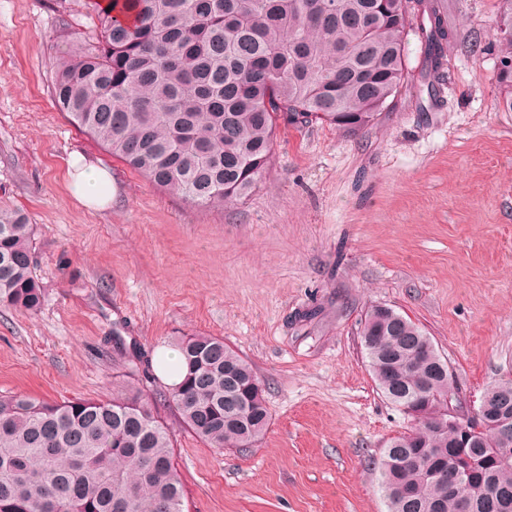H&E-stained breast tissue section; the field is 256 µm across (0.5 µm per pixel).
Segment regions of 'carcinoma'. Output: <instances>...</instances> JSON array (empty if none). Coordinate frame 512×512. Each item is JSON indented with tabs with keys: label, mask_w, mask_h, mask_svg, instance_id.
<instances>
[{
	"label": "carcinoma",
	"mask_w": 512,
	"mask_h": 512,
	"mask_svg": "<svg viewBox=\"0 0 512 512\" xmlns=\"http://www.w3.org/2000/svg\"><path fill=\"white\" fill-rule=\"evenodd\" d=\"M493 48L512 112V0ZM97 45L70 41L56 57L53 95L78 127L152 184L205 207L258 186L280 123H325L346 134L389 111L410 72L418 36L422 78L444 79L448 0H107L95 4ZM34 226L0 210V305L35 314ZM361 345L377 389L413 422L379 466L388 512H512V456L496 425L512 412V378L484 392L468 449L474 487L448 491L460 435L448 426L453 374L425 330L373 306ZM183 380L148 399L132 388L109 400L49 401L0 394V512H185L172 438L159 402L212 448H250L271 414L252 365L216 336L178 343Z\"/></svg>",
	"instance_id": "carcinoma-1"
}]
</instances>
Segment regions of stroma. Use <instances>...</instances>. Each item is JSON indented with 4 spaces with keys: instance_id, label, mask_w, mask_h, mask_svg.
<instances>
[{
    "instance_id": "obj_1",
    "label": "stroma",
    "mask_w": 512,
    "mask_h": 512,
    "mask_svg": "<svg viewBox=\"0 0 512 512\" xmlns=\"http://www.w3.org/2000/svg\"><path fill=\"white\" fill-rule=\"evenodd\" d=\"M90 0H0V209L35 226L34 315L0 306V392L107 400L180 337L223 338L253 366L272 414L253 447L207 446L162 408L185 512H387L377 463L409 418L377 390L359 336L373 306L421 324L458 395L512 376V112L494 55L473 58L501 0H448V78H411L348 136L280 127L255 191L221 209L152 186L56 106L64 40L95 41ZM109 170L110 205L72 197L68 163Z\"/></svg>"
}]
</instances>
